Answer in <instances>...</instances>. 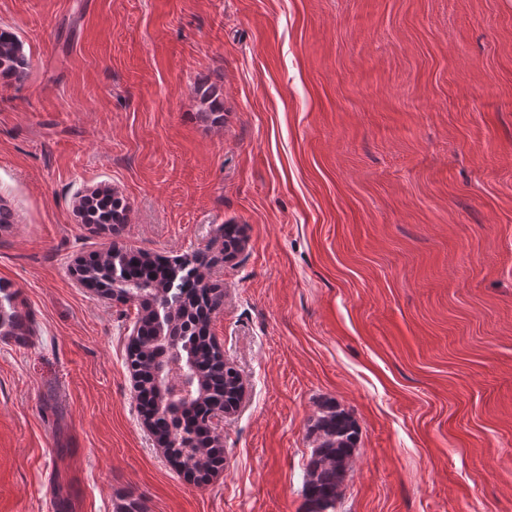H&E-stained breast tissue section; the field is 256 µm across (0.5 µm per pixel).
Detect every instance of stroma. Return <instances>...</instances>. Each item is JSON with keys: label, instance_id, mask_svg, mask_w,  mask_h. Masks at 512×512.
I'll return each mask as SVG.
<instances>
[{"label": "stroma", "instance_id": "obj_1", "mask_svg": "<svg viewBox=\"0 0 512 512\" xmlns=\"http://www.w3.org/2000/svg\"><path fill=\"white\" fill-rule=\"evenodd\" d=\"M0 512H307L319 404L360 439L336 512H512V0H0ZM217 80L224 121L193 85ZM128 221L81 223L87 190ZM244 248L224 258L221 226ZM202 265L247 387L188 477L142 425L110 247ZM28 60L23 44L9 28H0V78L24 80L27 76Z\"/></svg>", "mask_w": 512, "mask_h": 512}]
</instances>
